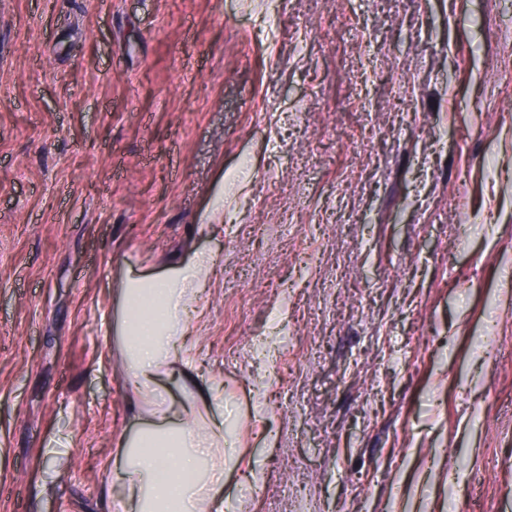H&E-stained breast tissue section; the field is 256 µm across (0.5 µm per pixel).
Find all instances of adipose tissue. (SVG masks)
<instances>
[{"mask_svg":"<svg viewBox=\"0 0 512 512\" xmlns=\"http://www.w3.org/2000/svg\"><path fill=\"white\" fill-rule=\"evenodd\" d=\"M217 254L201 253L159 276L127 278L120 290L124 375L141 399L146 420L134 436H120L113 470L114 512H224V411L220 384L197 387L208 417L177 405L159 389L186 373L192 350L188 311L208 286Z\"/></svg>","mask_w":512,"mask_h":512,"instance_id":"ef3b65f1","label":"adipose tissue"}]
</instances>
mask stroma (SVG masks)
<instances>
[{"label": "stroma", "instance_id": "35a3bbf8", "mask_svg": "<svg viewBox=\"0 0 512 512\" xmlns=\"http://www.w3.org/2000/svg\"><path fill=\"white\" fill-rule=\"evenodd\" d=\"M507 53L512 0H0V512H110L119 289L201 252L230 512H512Z\"/></svg>", "mask_w": 512, "mask_h": 512}]
</instances>
